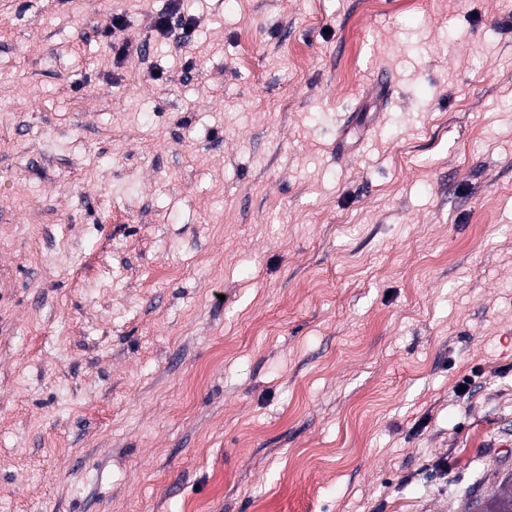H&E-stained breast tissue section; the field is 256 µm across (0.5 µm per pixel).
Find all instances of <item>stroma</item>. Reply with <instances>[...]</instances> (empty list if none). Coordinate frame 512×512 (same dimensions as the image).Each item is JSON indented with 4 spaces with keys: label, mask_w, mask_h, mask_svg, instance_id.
Instances as JSON below:
<instances>
[{
    "label": "stroma",
    "mask_w": 512,
    "mask_h": 512,
    "mask_svg": "<svg viewBox=\"0 0 512 512\" xmlns=\"http://www.w3.org/2000/svg\"><path fill=\"white\" fill-rule=\"evenodd\" d=\"M169 2L0 0V512H464L512 475V0Z\"/></svg>",
    "instance_id": "obj_1"
}]
</instances>
